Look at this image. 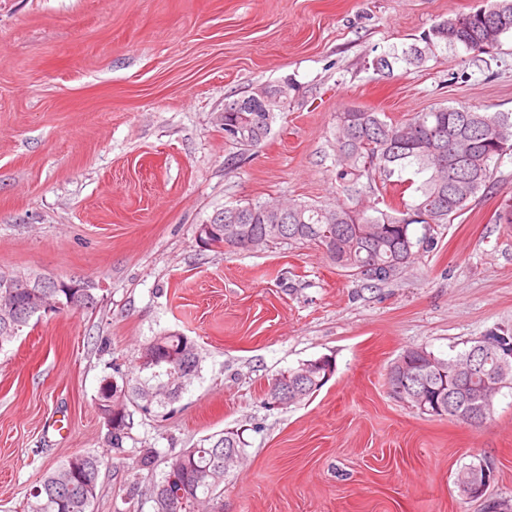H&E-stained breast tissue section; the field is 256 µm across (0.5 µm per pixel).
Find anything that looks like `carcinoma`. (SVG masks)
<instances>
[{
  "instance_id": "cac0c4a2",
  "label": "carcinoma",
  "mask_w": 512,
  "mask_h": 512,
  "mask_svg": "<svg viewBox=\"0 0 512 512\" xmlns=\"http://www.w3.org/2000/svg\"><path fill=\"white\" fill-rule=\"evenodd\" d=\"M512 34V0H489L476 11L460 14L432 26L416 42L380 56L382 69L393 64L419 66L437 52L486 53ZM284 107L250 94L224 102V111L238 126L235 144L247 149L259 145L270 133L276 113ZM512 154V113L485 112L475 106H437L418 112L402 122H394L381 112L348 109L336 115V156L340 166L336 177L347 201L336 205L258 201L224 207V214L236 213L240 223L224 224V239L238 242L240 249L252 250L271 242L314 244L325 251L338 269L351 277L385 283L395 280L413 260L416 250L433 245L427 235H414V224H449L462 215L468 204L491 188V165ZM419 176L414 182L413 201H401L385 208L357 210L350 204L361 177L391 181L407 169ZM60 300L68 309H85L96 303L95 296L71 299L66 290ZM10 312V320L0 318V348L13 342L34 317L32 296L21 291L9 298L0 295V311ZM147 345L159 356L183 351L190 375L179 377L185 389L201 372V358L194 339L178 332H164ZM467 349L447 359L435 358L436 366L424 371L425 388L413 393L395 392L416 409L431 408L430 395L436 374H448L443 398V415L470 423L471 413L482 399H493L495 389L484 385V377L495 371L498 354L485 352L481 368L453 382L457 369L470 359ZM167 365L152 368L136 365L135 372L105 377L99 387L97 408L112 417L109 431L112 450L124 452L133 416H151L178 398L158 395L142 400L145 386L168 387ZM246 441L237 430H224L201 439L171 459L182 470L188 496L185 502H170L159 495L163 481L151 486L149 498L154 512H198L199 504L220 491L228 469L224 453L237 459L245 454ZM83 482L71 480V458L46 471L27 498L24 512H88L97 497L103 459L84 453Z\"/></svg>"
}]
</instances>
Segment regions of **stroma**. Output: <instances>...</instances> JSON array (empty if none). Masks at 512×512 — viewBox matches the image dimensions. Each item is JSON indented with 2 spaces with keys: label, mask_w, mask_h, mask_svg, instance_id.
Segmentation results:
<instances>
[{
  "label": "stroma",
  "mask_w": 512,
  "mask_h": 512,
  "mask_svg": "<svg viewBox=\"0 0 512 512\" xmlns=\"http://www.w3.org/2000/svg\"><path fill=\"white\" fill-rule=\"evenodd\" d=\"M483 0H0V270L90 279L93 308L31 321L0 349V512L41 476L103 457L90 512H153L171 457L238 429L247 442L212 512H486L512 502V387L473 426L421 414L387 384L407 348L445 358L512 332V158L434 249L393 281L346 276L319 248L214 251L199 224L230 205L333 203L336 114L401 121L437 106L512 112V36L418 67L375 58ZM288 88L244 151L224 100ZM164 331L196 339L202 371L165 415L135 417L114 453L96 398ZM328 356L308 401L264 402L278 374ZM152 448V469L136 459ZM491 465L484 498L461 468Z\"/></svg>",
  "instance_id": "obj_1"
}]
</instances>
